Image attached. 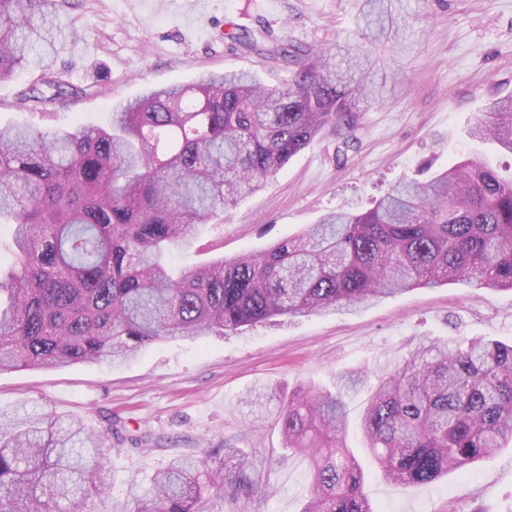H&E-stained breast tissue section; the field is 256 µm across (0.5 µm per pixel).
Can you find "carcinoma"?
Here are the masks:
<instances>
[{"mask_svg": "<svg viewBox=\"0 0 512 512\" xmlns=\"http://www.w3.org/2000/svg\"><path fill=\"white\" fill-rule=\"evenodd\" d=\"M394 0H363L373 41L398 36ZM69 0H0V82L48 67ZM294 69L281 88L250 72H213L117 104L105 126L0 128V373L120 363L175 336L227 335L276 317L352 309L416 288L461 283L512 292V178L471 155L427 180H402L362 213L331 212L306 232L175 276L171 247L256 191L323 129L356 127V103L381 93L375 61L346 46H275ZM25 101L68 94L47 80ZM470 135L512 156V94L491 98ZM376 379L361 415L364 448L404 489L431 484L512 442V343L427 338L409 357L300 388L279 410L283 448L305 456L302 512H375L347 447L345 398ZM103 437L52 414L0 412V512H92L111 469ZM178 456L132 512L239 507L267 492L236 448Z\"/></svg>", "mask_w": 512, "mask_h": 512, "instance_id": "1", "label": "carcinoma"}]
</instances>
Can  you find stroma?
<instances>
[{
  "label": "stroma",
  "instance_id": "35a3bbf8",
  "mask_svg": "<svg viewBox=\"0 0 512 512\" xmlns=\"http://www.w3.org/2000/svg\"><path fill=\"white\" fill-rule=\"evenodd\" d=\"M402 2L403 37L393 44L364 39L361 0H75L57 17L45 73L79 95L45 115L20 101L45 73L24 72L0 82V127L100 124L120 101L224 70L254 72L272 88L287 83L286 63L225 39L232 22L314 50L340 42L369 52L384 63L386 86L379 99L359 104L348 140L323 131L276 178L202 225L203 250L173 248L175 265L259 252L327 211H366L395 182L425 178L471 152L512 174V158L467 134L487 98L512 92V0ZM460 336L511 342L512 293L460 283L417 288L230 336L174 337L122 366L4 372L0 410L76 418L102 434L112 471L104 512H131L133 485H146L173 457L223 446L254 452L272 487L249 512H301L308 461L283 457L279 405L304 385L333 389L337 371L404 359L425 338ZM260 386L269 402L247 406L248 391ZM365 491L376 512H512V447L405 490L376 471Z\"/></svg>",
  "mask_w": 512,
  "mask_h": 512
}]
</instances>
